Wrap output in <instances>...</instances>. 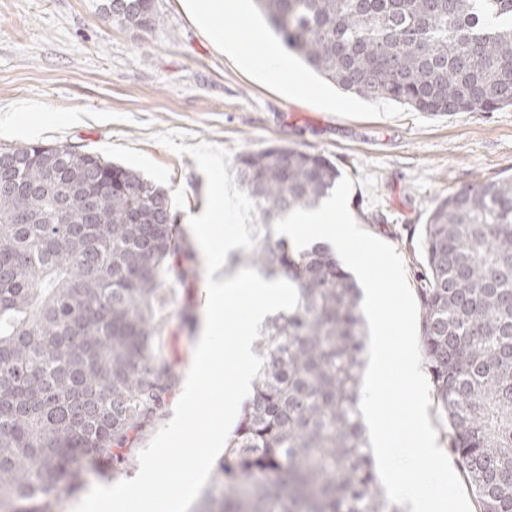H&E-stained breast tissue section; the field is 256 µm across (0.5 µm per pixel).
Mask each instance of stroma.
<instances>
[{
    "label": "stroma",
    "instance_id": "stroma-1",
    "mask_svg": "<svg viewBox=\"0 0 512 512\" xmlns=\"http://www.w3.org/2000/svg\"><path fill=\"white\" fill-rule=\"evenodd\" d=\"M163 22L141 32L103 16L98 0H0V147L71 145L144 174L166 190L179 235L205 208L206 179L190 155L157 141L180 132L232 157L289 146L334 162L354 188L356 222L401 256L410 289L414 251L440 199L512 174V107L433 114L346 92L297 55L290 67L316 91L292 92L248 63L255 35L272 38L252 0L224 25L234 50L212 41L188 0H154ZM163 312L202 318L204 260L188 280L164 283Z\"/></svg>",
    "mask_w": 512,
    "mask_h": 512
}]
</instances>
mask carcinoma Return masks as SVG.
Masks as SVG:
<instances>
[{
	"instance_id": "obj_1",
	"label": "carcinoma",
	"mask_w": 512,
	"mask_h": 512,
	"mask_svg": "<svg viewBox=\"0 0 512 512\" xmlns=\"http://www.w3.org/2000/svg\"><path fill=\"white\" fill-rule=\"evenodd\" d=\"M276 37L343 90L419 112L512 107V0H254ZM121 25L161 23L154 0H106ZM0 187V512H57L65 492L117 474L180 380L164 350L162 280L194 251L155 182L93 152L110 184L88 222L66 148L8 147ZM238 184L262 233L230 265L299 295L260 328L264 365L197 512H401L379 491L358 408L365 324L356 280L325 246L297 250L273 224L340 178L288 146L245 152ZM421 344L443 439L476 512H512V176L434 208L422 229Z\"/></svg>"
}]
</instances>
